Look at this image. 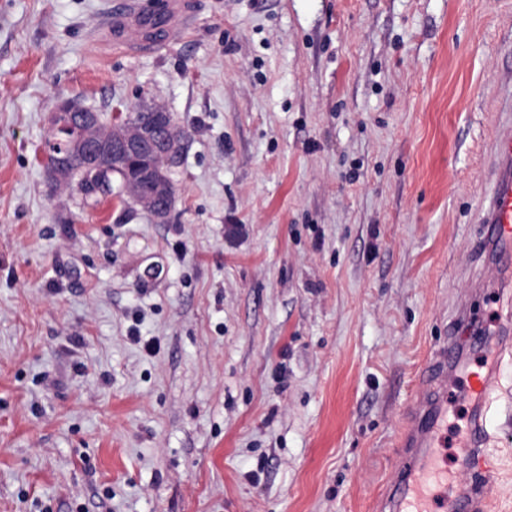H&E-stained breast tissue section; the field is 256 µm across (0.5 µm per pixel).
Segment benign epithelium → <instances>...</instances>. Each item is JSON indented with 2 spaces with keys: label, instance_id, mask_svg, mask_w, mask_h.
I'll list each match as a JSON object with an SVG mask.
<instances>
[{
  "label": "benign epithelium",
  "instance_id": "benign-epithelium-1",
  "mask_svg": "<svg viewBox=\"0 0 512 512\" xmlns=\"http://www.w3.org/2000/svg\"><path fill=\"white\" fill-rule=\"evenodd\" d=\"M141 153L151 154L155 163L133 166V158ZM182 155L183 135L169 112H153L142 123L134 114L122 123H106L98 112L65 99L50 115L42 160L55 185L74 184V174L79 172L83 179L108 188L112 168L127 167L119 186L121 202L138 207L154 223L162 224L172 211L171 173Z\"/></svg>",
  "mask_w": 512,
  "mask_h": 512
}]
</instances>
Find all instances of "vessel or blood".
<instances>
[{
	"mask_svg": "<svg viewBox=\"0 0 512 512\" xmlns=\"http://www.w3.org/2000/svg\"><path fill=\"white\" fill-rule=\"evenodd\" d=\"M196 0H157L146 8L143 0H112L109 17L119 45L134 52L153 51L166 38L186 29ZM507 98L492 142L491 189L478 206L482 242L502 263L512 262V68L504 73ZM512 355V326L504 325L495 349L486 357V369L466 376V393L473 414L459 444L456 463H449L448 368L459 357L456 341H448L432 354L418 384L417 400L407 414L401 446L408 458L390 481L392 491L380 502L382 512H484L485 498L496 489L483 446L487 440L489 394L499 385V365ZM483 478L482 492L468 483Z\"/></svg>",
	"mask_w": 512,
	"mask_h": 512,
	"instance_id": "vessel-or-blood-1",
	"label": "vessel or blood"
}]
</instances>
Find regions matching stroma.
<instances>
[{"label": "stroma", "mask_w": 512, "mask_h": 512, "mask_svg": "<svg viewBox=\"0 0 512 512\" xmlns=\"http://www.w3.org/2000/svg\"><path fill=\"white\" fill-rule=\"evenodd\" d=\"M106 2L0 0V512H375L458 309L512 317L472 259L512 0H198L140 54ZM64 99L172 113L168 223L51 186ZM486 427L512 512V360Z\"/></svg>", "instance_id": "obj_1"}]
</instances>
